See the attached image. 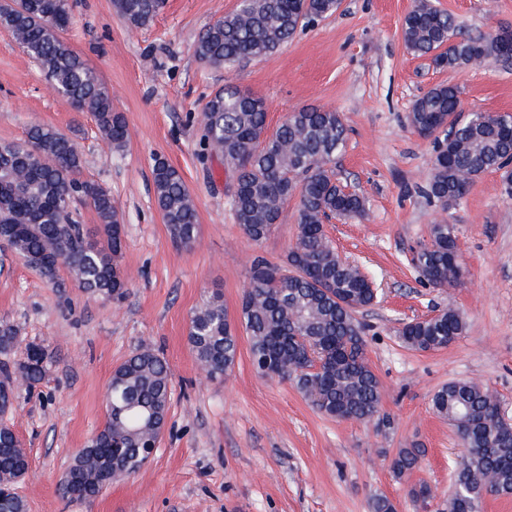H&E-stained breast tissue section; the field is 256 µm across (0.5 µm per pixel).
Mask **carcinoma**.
<instances>
[{"label": "carcinoma", "mask_w": 512, "mask_h": 512, "mask_svg": "<svg viewBox=\"0 0 512 512\" xmlns=\"http://www.w3.org/2000/svg\"><path fill=\"white\" fill-rule=\"evenodd\" d=\"M133 27L153 21L163 0H114ZM341 0H246L231 14L207 26L194 44L196 59L222 68L241 60L265 59L299 30L336 14ZM74 18L68 0H0V27L11 32L79 112L92 115L116 148L129 139L123 113L85 60L64 37ZM406 48L435 67L463 69L487 59L504 60L512 30L478 36L460 32L455 17L428 0L404 17ZM512 114L473 112L462 116L459 91L439 85L415 101L410 127L433 142L434 156L424 196L446 210L462 201L470 185L487 172L501 173V193L512 199V140L501 135ZM205 155L224 159L230 204L236 223L259 242L290 201H297L298 231L279 263L256 258L240 304L241 325L249 338L257 372L289 380L320 413L334 419L372 420L379 411L380 382L366 356L364 327L356 314L375 301L372 282L358 266L343 260L329 240L324 221L363 215L366 198L336 179V159L348 129L340 113L300 108L271 133L262 101L226 86L206 101ZM35 150L39 161L29 160ZM85 160L68 135L35 125L27 141L0 143V243L18 254L46 281L64 287L68 270L74 286L118 304L129 278L121 266L124 219L100 184L83 177ZM154 198L174 244L188 248L196 235L197 209L181 173L157 157L152 168ZM92 208L99 224L90 229L75 216L74 204ZM461 255L455 225L438 221L429 239L413 253L420 281L433 288L455 286ZM466 329L462 313L446 309L407 322L400 336L407 346L427 352L448 347ZM189 344L213 379L232 371L238 354L236 327L215 296L190 319ZM0 413L13 406L18 385L45 376L46 347L22 344L17 327L0 322ZM166 360L143 346L112 373L105 394L106 422L70 460L75 481L62 484L70 501H87L108 484L139 471L148 450L159 444L171 399ZM434 411L454 427L467 454L452 472L448 512H479L486 495L512 496V424L500 412L498 397L471 381H453L432 397ZM22 441L0 423V484L14 488L25 467ZM419 447L400 448L391 459L401 477L423 456ZM0 512H26L19 493L0 496Z\"/></svg>", "instance_id": "cac0c4a2"}]
</instances>
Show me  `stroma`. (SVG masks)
<instances>
[{"label": "stroma", "instance_id": "35a3bbf8", "mask_svg": "<svg viewBox=\"0 0 512 512\" xmlns=\"http://www.w3.org/2000/svg\"><path fill=\"white\" fill-rule=\"evenodd\" d=\"M66 39L108 88L130 137L115 148L89 114L73 110L38 65L0 28V142H24L31 126L69 135L85 156L84 177L105 187L124 217L126 299L105 304L80 290L52 287L0 246V322L47 347L51 363L36 386L20 387L10 421L29 452L19 485L27 512H371L379 495L398 512H448L450 472L464 449L433 394L455 380L497 393L512 420V200L489 172L446 209L422 194L433 145L407 124L414 101L433 87L460 89L463 112L512 114V65L487 60L451 71L405 47L401 23L417 0H343L340 11L299 31L274 55L224 68L194 56L199 34L238 0H164L146 27L132 29L113 0H70ZM470 35L512 29V0H431ZM232 85L261 98L269 128L309 106L340 112L349 128L337 178L367 199L359 220L326 226L342 258L374 281L377 298L359 313L366 352L380 381L370 422L318 413L289 382L260 376L247 338L231 372L209 379L188 342L191 315L219 294L237 319L255 257L280 262L297 233L286 205L261 242L235 224L218 159L200 160V117L209 95ZM164 158L182 174L196 204L191 249L170 240L154 200L152 166ZM456 227L465 277L452 288L421 283L413 249L431 224ZM455 309L464 333L447 348L405 346L404 322ZM166 360L172 381L168 421L151 460L95 498L70 502L61 478L72 454L106 420L113 370L141 344ZM426 453L418 469L394 477L400 448ZM424 482L427 510L408 496Z\"/></svg>", "mask_w": 512, "mask_h": 512}]
</instances>
